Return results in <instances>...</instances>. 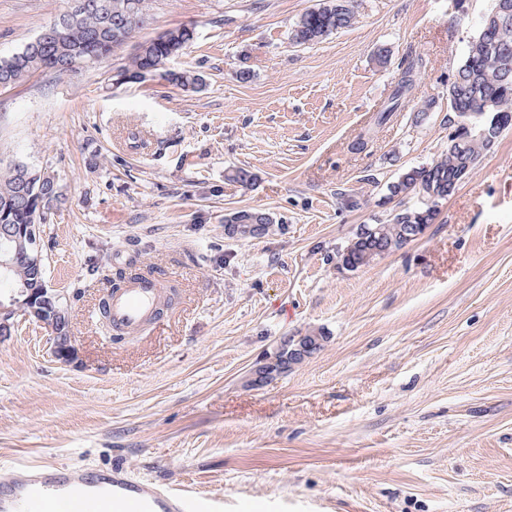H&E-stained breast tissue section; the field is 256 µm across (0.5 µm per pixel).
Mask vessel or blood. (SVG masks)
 <instances>
[{
	"instance_id": "b4317fda",
	"label": "vessel or blood",
	"mask_w": 512,
	"mask_h": 512,
	"mask_svg": "<svg viewBox=\"0 0 512 512\" xmlns=\"http://www.w3.org/2000/svg\"><path fill=\"white\" fill-rule=\"evenodd\" d=\"M157 278L141 274L113 294V325L139 333L156 319ZM219 512L215 499L176 495L162 485L133 478L121 466L103 476L50 463L29 465L19 479L0 484V512Z\"/></svg>"
}]
</instances>
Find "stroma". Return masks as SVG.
<instances>
[{
	"label": "stroma",
	"instance_id": "1",
	"mask_svg": "<svg viewBox=\"0 0 512 512\" xmlns=\"http://www.w3.org/2000/svg\"><path fill=\"white\" fill-rule=\"evenodd\" d=\"M318 2L149 0L137 40L193 28L171 66L201 74L198 92L85 66L0 89V161L45 168L67 197L41 247L79 347L62 363L28 321L0 344V482L41 460L121 465L223 512H512V130L422 237L336 263L359 225L416 204L386 184L447 152L448 82L491 0L463 16L451 0H352L351 27L293 45ZM70 3L0 0V57ZM413 59L415 89L376 125ZM239 167L254 185L226 180ZM248 208L269 233L228 237L225 215ZM131 262L164 270L178 299L109 334L93 269ZM312 331L319 352L248 384L280 337Z\"/></svg>",
	"mask_w": 512,
	"mask_h": 512
}]
</instances>
